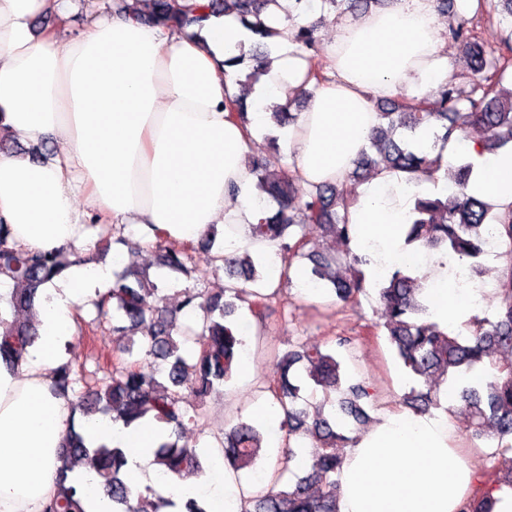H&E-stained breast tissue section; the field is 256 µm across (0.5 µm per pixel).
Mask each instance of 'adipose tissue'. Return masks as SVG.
Instances as JSON below:
<instances>
[{"label":"adipose tissue","instance_id":"obj_1","mask_svg":"<svg viewBox=\"0 0 512 512\" xmlns=\"http://www.w3.org/2000/svg\"><path fill=\"white\" fill-rule=\"evenodd\" d=\"M63 2L0 0V136L56 147L46 160L0 152V222L13 241L43 252L90 250L83 227L92 211L98 223L152 224L178 240H199L222 225L229 241L274 255L272 243L245 234L263 209L248 158L251 137L274 127L276 106L304 87L307 62L288 19L292 0L268 12L278 49L262 66L243 123L229 121L224 108L237 78L225 53L252 37L234 16L212 14L178 30L101 13L73 34ZM440 47L435 0H393L339 24L326 47L331 81L309 90L297 122L280 133L305 185L336 181L353 167L377 123L374 99L419 98L447 86ZM418 142L443 164L472 162L467 194L494 212L512 209V146L489 153L461 132L438 143L429 128ZM453 189L439 172L428 180L381 169L357 187L348 210L351 248L368 259L371 280L411 271L424 282L431 321L448 330L478 315L484 281L462 288L457 273L466 259L405 238L415 196ZM109 276L88 264L54 278L35 300L37 343L15 368L0 365V512H44L56 492L71 410L54 394L51 375L73 332V306ZM459 403L452 392L438 411L383 413L345 450L338 512H464L482 474L475 450L453 440L450 410ZM81 432L88 446L123 448L131 487L141 492L164 437L160 424L124 428L90 419ZM215 468L219 477L200 490L208 512H241L251 489L223 462Z\"/></svg>","mask_w":512,"mask_h":512}]
</instances>
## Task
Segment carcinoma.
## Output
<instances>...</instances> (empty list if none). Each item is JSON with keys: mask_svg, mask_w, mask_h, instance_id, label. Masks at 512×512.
Here are the masks:
<instances>
[{"mask_svg": "<svg viewBox=\"0 0 512 512\" xmlns=\"http://www.w3.org/2000/svg\"><path fill=\"white\" fill-rule=\"evenodd\" d=\"M276 0H208L182 9L175 0H150L148 10L137 11L128 0H118V13L147 22L182 28L198 23L205 10L222 11L236 16L257 36L254 58L266 54V39L277 35L261 16ZM392 0H322V5L339 14L361 11ZM438 11L448 16L446 32L460 44L472 75V89L465 98L446 87L436 97L421 99L398 96L377 104L378 124L371 146L378 156L364 151L355 169L335 183H323L311 189L303 186L294 173L270 171L261 156H252L260 200H271L276 209L263 212L258 223L250 224V236L272 242L282 260L293 264L305 256L307 237L317 233L339 240L343 258L326 252L309 257L308 278L329 288L345 305L357 301L367 289L377 290L380 320L363 326L367 337L386 332L405 372L418 381L432 377L448 382L459 391L462 409L469 415L470 440H502L512 434V212L495 214L481 199L464 193L471 164L461 162L457 169L458 192L442 197H418L413 218L407 226L406 242L421 243L434 249L452 251L470 259L471 275L483 273L486 245L492 241L505 247L502 255L507 264L498 276L497 294L501 308L491 321L475 317L468 334L445 332L428 320V305L422 295L421 280L395 269L380 282L372 283L366 274L368 260L350 248L353 226L348 224L347 209L356 200L357 182L364 174L380 167L402 171L416 177L433 178L440 167L439 158L415 148L406 141L397 142L392 134L398 129L416 133L422 127L434 129L435 140H447L454 133L469 129L483 132L482 141L492 153L512 145V87L504 82L512 67V0H477L476 13L502 15L507 27L498 51L487 50L481 42L475 18L465 15L463 0H437ZM317 24H295L294 42L307 52V79L320 84L328 80L326 61L315 50ZM156 266L173 272L189 273L187 263L197 244L174 240L154 229ZM9 225L0 223V275L13 282L10 308L24 315L21 321L0 316V363L15 367L25 358L36 340L38 327L33 318L34 298L44 284L63 270L78 263L94 260V254L75 256L62 251L26 250L10 242ZM230 284L222 295H208L194 288L183 291L179 308L158 306V285L149 269H130L119 276L107 292L94 302L97 316L79 321L82 331L92 334L113 317L119 325L112 331L125 342L110 354L96 353L97 370L86 373L85 365L67 361L52 377V389L70 400L71 409L90 416L109 413L112 422L128 426L141 420H154L176 435L165 439L154 452L153 464L161 475L174 474L186 481L204 473V459L197 449L178 444L187 425L203 418L207 397L223 393L241 358L244 340L230 320L236 302H245L259 324H264L273 295L257 287L264 275L258 273L255 259L249 254L217 255ZM199 314L195 326L186 328L179 314ZM196 346L189 354L182 347ZM275 363L265 374V390L283 411L281 430L284 446L270 486L259 492L244 512H337L336 474L343 464L339 449L351 442V427L370 420L367 408L377 399V390L366 381L349 378L338 351L319 346H292L274 353ZM104 370L98 378L97 371ZM486 371L490 378L478 385L463 383L465 376ZM85 382L86 392L70 399L74 385ZM312 385L327 393L340 394L338 407L331 413L307 400L303 389ZM190 388L197 404L185 403L181 389ZM402 404L418 413L438 406L432 388H411L402 396ZM311 441L307 455L297 452L302 440ZM264 435L255 426L239 423L224 432L219 453L224 465L236 471L252 466L263 448ZM60 469L55 495L45 512H85L81 489L70 479L69 472L83 461L94 469L100 490L112 502V512H161L175 503L162 498L149 502L142 494L131 503V486L125 476L123 449L101 444L87 446L82 433L70 425L59 448ZM302 474L285 478L292 468ZM497 488H512V456L503 457L490 476Z\"/></svg>", "mask_w": 512, "mask_h": 512, "instance_id": "1", "label": "carcinoma"}]
</instances>
